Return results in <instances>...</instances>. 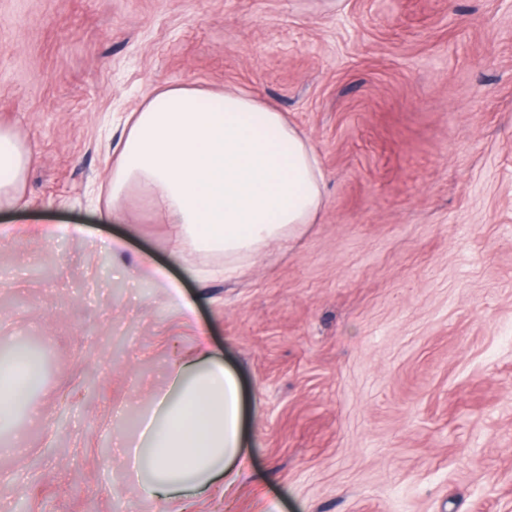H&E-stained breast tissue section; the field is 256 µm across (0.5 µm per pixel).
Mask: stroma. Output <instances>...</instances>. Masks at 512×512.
Returning a JSON list of instances; mask_svg holds the SVG:
<instances>
[{
  "label": "stroma",
  "instance_id": "1",
  "mask_svg": "<svg viewBox=\"0 0 512 512\" xmlns=\"http://www.w3.org/2000/svg\"><path fill=\"white\" fill-rule=\"evenodd\" d=\"M246 90L324 172L317 223L242 275L148 195L101 219L111 135L155 87ZM34 151L0 214V352L44 354L0 512H175L118 464L121 408L207 345L249 457L190 512H512V0H0V127ZM82 234H73V226ZM169 265L196 307L119 274ZM112 260L115 269L119 272H126L132 269L143 280L151 281L164 289L168 304L186 321L195 319L196 311L192 301H190L182 288L164 272V270L155 265L147 256H137L129 258L127 256L128 247L122 239H112ZM130 262V265L128 263Z\"/></svg>",
  "mask_w": 512,
  "mask_h": 512
}]
</instances>
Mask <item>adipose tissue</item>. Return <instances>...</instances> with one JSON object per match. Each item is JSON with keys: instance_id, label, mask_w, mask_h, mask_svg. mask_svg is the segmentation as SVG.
Wrapping results in <instances>:
<instances>
[{"instance_id": "adipose-tissue-1", "label": "adipose tissue", "mask_w": 512, "mask_h": 512, "mask_svg": "<svg viewBox=\"0 0 512 512\" xmlns=\"http://www.w3.org/2000/svg\"><path fill=\"white\" fill-rule=\"evenodd\" d=\"M112 152L107 216H119L129 192L143 189L188 252L223 256L228 274L269 242L315 223L322 207L324 179L311 144L282 112L243 90L155 89L127 113ZM31 159L30 148L0 127V210L23 206L19 189ZM111 250L117 271L163 288L168 304L194 320L193 302L149 257L128 258L120 239ZM40 384L28 352L0 357V434L31 409ZM135 423L136 433L118 434L117 442L143 498L173 500L219 481L229 487L241 474L243 388L208 349L170 369L164 391L148 397Z\"/></svg>"}]
</instances>
